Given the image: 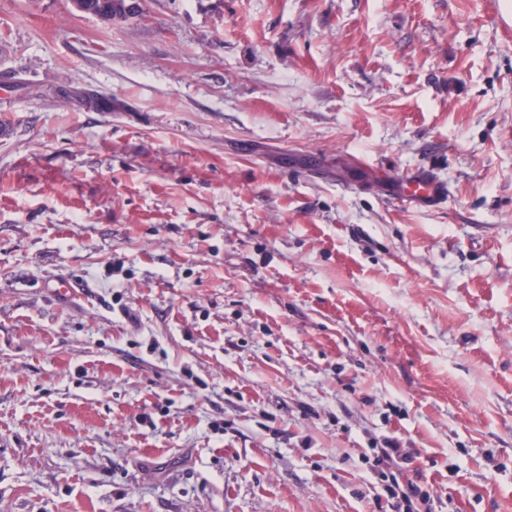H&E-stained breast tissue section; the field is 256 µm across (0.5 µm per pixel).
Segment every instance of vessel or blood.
I'll return each mask as SVG.
<instances>
[{"label":"vessel or blood","mask_w":512,"mask_h":512,"mask_svg":"<svg viewBox=\"0 0 512 512\" xmlns=\"http://www.w3.org/2000/svg\"><path fill=\"white\" fill-rule=\"evenodd\" d=\"M373 175L383 184L390 200L421 210L438 208L448 197V186L436 173L420 168L397 176L385 168L376 167Z\"/></svg>","instance_id":"vessel-or-blood-1"}]
</instances>
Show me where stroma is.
I'll use <instances>...</instances> for the list:
<instances>
[{
	"label": "stroma",
	"mask_w": 512,
	"mask_h": 512,
	"mask_svg": "<svg viewBox=\"0 0 512 512\" xmlns=\"http://www.w3.org/2000/svg\"><path fill=\"white\" fill-rule=\"evenodd\" d=\"M140 6L0 0V512H512V0ZM85 7L88 11L99 15L101 20H105V22L115 21V18H125L131 17L133 11H127L125 15V3L126 0H85ZM73 7L79 12L86 15H93L92 13L87 12L84 9L83 2L81 0L72 1ZM103 20V21H104ZM368 170L384 185L391 201L421 210L438 208L448 198V185L430 169L395 176L383 167ZM410 454L399 443L387 440L382 448L373 449L372 467L380 477L382 489L392 512H430L431 494L423 475L415 470L407 474Z\"/></svg>",
	"instance_id": "35a3bbf8"
}]
</instances>
